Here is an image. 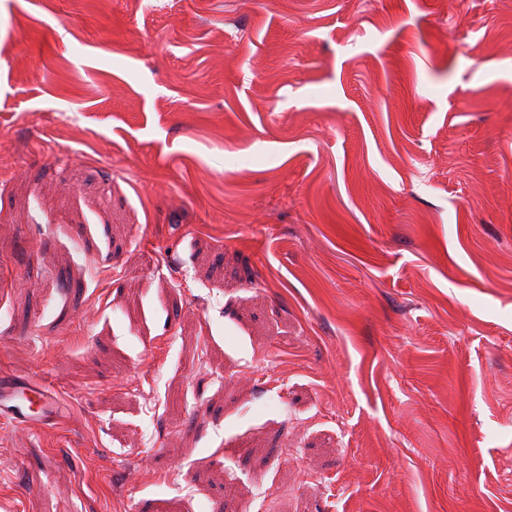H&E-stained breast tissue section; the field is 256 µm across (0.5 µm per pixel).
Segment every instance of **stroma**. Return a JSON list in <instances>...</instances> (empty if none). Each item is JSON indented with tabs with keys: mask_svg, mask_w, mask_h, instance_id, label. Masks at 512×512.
Listing matches in <instances>:
<instances>
[{
	"mask_svg": "<svg viewBox=\"0 0 512 512\" xmlns=\"http://www.w3.org/2000/svg\"><path fill=\"white\" fill-rule=\"evenodd\" d=\"M12 512H512V0H0ZM58 407L57 397L38 380L0 376V416L16 425L48 423Z\"/></svg>",
	"mask_w": 512,
	"mask_h": 512,
	"instance_id": "35a3bbf8",
	"label": "stroma"
}]
</instances>
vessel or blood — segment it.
<instances>
[{"label":"vessel or blood","mask_w":512,"mask_h":512,"mask_svg":"<svg viewBox=\"0 0 512 512\" xmlns=\"http://www.w3.org/2000/svg\"><path fill=\"white\" fill-rule=\"evenodd\" d=\"M58 407L57 397L41 382L0 376V416L13 423L50 422Z\"/></svg>","instance_id":"1"}]
</instances>
